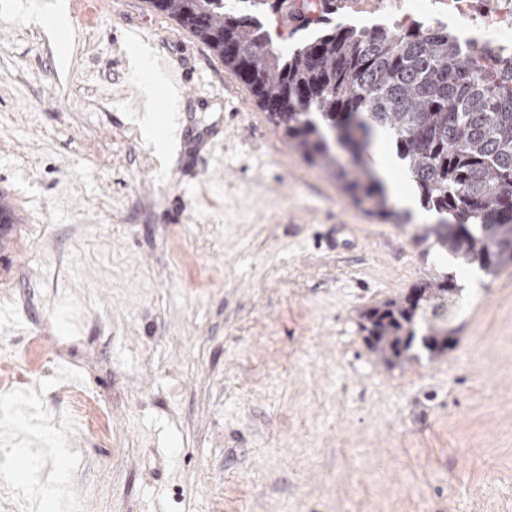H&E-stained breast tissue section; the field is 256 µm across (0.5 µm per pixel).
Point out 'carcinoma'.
<instances>
[{
	"instance_id": "carcinoma-1",
	"label": "carcinoma",
	"mask_w": 512,
	"mask_h": 512,
	"mask_svg": "<svg viewBox=\"0 0 512 512\" xmlns=\"http://www.w3.org/2000/svg\"><path fill=\"white\" fill-rule=\"evenodd\" d=\"M146 0L203 42L249 87L288 145L327 171L358 204L398 217L384 184L363 162L373 130L392 134L421 206L442 218L417 240L488 276L512 265V58L478 68L452 30L357 29L336 21V0ZM292 31L315 34L284 52L265 28L267 12ZM351 157L344 164L334 147ZM456 275L437 269L400 300L362 313L371 352L395 368L445 354Z\"/></svg>"
}]
</instances>
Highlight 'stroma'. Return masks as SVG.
Listing matches in <instances>:
<instances>
[{"mask_svg": "<svg viewBox=\"0 0 512 512\" xmlns=\"http://www.w3.org/2000/svg\"><path fill=\"white\" fill-rule=\"evenodd\" d=\"M104 2L68 4L60 51L46 0H0V389L31 378L0 414V512H512V266L459 269L455 344L387 367L361 315L442 264L415 238L437 214L356 205L190 31ZM132 29L195 66L186 129L223 142L149 127Z\"/></svg>", "mask_w": 512, "mask_h": 512, "instance_id": "stroma-1", "label": "stroma"}]
</instances>
